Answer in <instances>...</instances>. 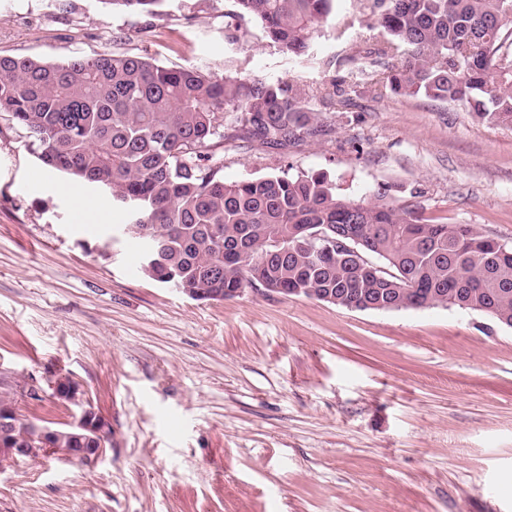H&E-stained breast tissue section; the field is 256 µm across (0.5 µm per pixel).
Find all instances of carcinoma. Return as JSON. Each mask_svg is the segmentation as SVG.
Segmentation results:
<instances>
[{
  "label": "carcinoma",
  "instance_id": "cac0c4a2",
  "mask_svg": "<svg viewBox=\"0 0 512 512\" xmlns=\"http://www.w3.org/2000/svg\"><path fill=\"white\" fill-rule=\"evenodd\" d=\"M129 13L154 12L165 0H99ZM338 0H236L235 17L261 24L265 37L292 58L311 55L317 28ZM386 41L315 92L295 81L224 73L190 65L167 68L117 53L64 63L0 55V119L21 130L47 168L107 193L141 240V270L181 292L222 301L254 283L323 300L390 304L447 301L512 320V247L467 224L438 223L396 208L379 190L369 201L336 195L324 177L269 175L224 182V127L231 138L273 148L325 133L307 107L326 105L349 86L369 82L409 96L452 103L496 124H512V0H364ZM400 58V66L389 60ZM355 226L360 247L389 265L374 277L348 254L310 237ZM222 229L217 238L212 228ZM280 236L293 244L270 252ZM0 444L31 448L112 447L98 435L94 409L54 427L14 420L0 405Z\"/></svg>",
  "mask_w": 512,
  "mask_h": 512
}]
</instances>
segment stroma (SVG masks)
<instances>
[{"instance_id": "stroma-1", "label": "stroma", "mask_w": 512, "mask_h": 512, "mask_svg": "<svg viewBox=\"0 0 512 512\" xmlns=\"http://www.w3.org/2000/svg\"><path fill=\"white\" fill-rule=\"evenodd\" d=\"M0 0V54L102 52L320 87L328 60L383 41L359 0L289 62L234 0L155 15L99 0ZM323 135L286 149L228 140L224 180L324 176L338 195L469 224L512 244V125L365 84L312 101ZM94 201L77 213L74 200ZM111 199L43 167L0 120V393L63 425L60 375L112 428L95 467L0 468V512H512V328L456 307L355 311L246 287L198 301L146 277ZM41 389L29 399L30 386Z\"/></svg>"}]
</instances>
